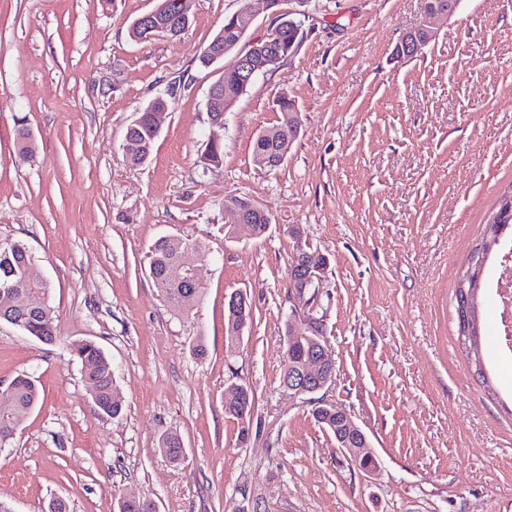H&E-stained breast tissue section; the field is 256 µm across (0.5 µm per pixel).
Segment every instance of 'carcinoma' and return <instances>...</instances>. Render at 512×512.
Returning a JSON list of instances; mask_svg holds the SVG:
<instances>
[{"label":"carcinoma","mask_w":512,"mask_h":512,"mask_svg":"<svg viewBox=\"0 0 512 512\" xmlns=\"http://www.w3.org/2000/svg\"><path fill=\"white\" fill-rule=\"evenodd\" d=\"M186 5L183 0H157L153 9V27L155 35L174 38L172 29L167 23L183 16ZM296 37V31L288 26L278 28L268 35L263 42V54L269 70L280 60L281 45ZM242 40L232 22V18L224 19V24L199 56V63L208 67L216 63L214 53L218 50L227 56L236 51ZM253 79L240 71L239 63L234 62L224 67V73L217 81L224 102L231 105L247 92ZM281 112L278 124L266 128L257 135L253 146V162L261 169L274 170L281 166V159L287 156L288 139H296L301 128L300 113L295 110V103L283 95L276 100ZM126 136L155 143L157 135L149 121H134L128 127ZM206 166H219L224 161V144L207 143L200 156ZM189 241L175 235L161 236L154 241L149 250V268L155 275L152 280L163 299L172 308L182 312H190L200 300L204 285L196 288H185L179 282V251ZM14 290L10 307L0 309V322L16 326L24 334L41 341L52 342L54 336V307L48 301L51 295L50 283L41 277L31 254L25 244L20 241L0 239V289ZM39 293L47 298L42 310L36 311L29 307V296ZM252 322V309L245 312L226 311L224 316L226 340L233 345L240 329ZM311 351L307 341H296L285 344V369L292 371L306 359ZM71 353L81 363L82 372L92 386V396L98 411L109 417H116L122 411V405L111 402L113 374L110 361L103 349L92 340H81L71 344ZM14 402L9 408L0 410V439L12 435L21 428L40 400V392L35 380L28 374H20L13 379ZM161 451L173 462L179 461L183 452L181 438L176 434L163 437L160 441Z\"/></svg>","instance_id":"obj_1"}]
</instances>
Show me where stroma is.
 <instances>
[{"mask_svg":"<svg viewBox=\"0 0 512 512\" xmlns=\"http://www.w3.org/2000/svg\"><path fill=\"white\" fill-rule=\"evenodd\" d=\"M156 0H0V237L24 242L51 283L54 342L0 323V391L21 373L42 400L0 449L11 512H512V357L482 295L485 373L459 342L455 290L500 197L512 191V0H459L422 54L394 60L424 0H284L294 53L210 125L224 65L197 57L227 16L249 12L244 43L278 23L262 0H194L177 38L136 42ZM167 109L146 162L127 127L158 95ZM288 95L301 129L274 171L252 162L257 132ZM27 129L35 156L20 159ZM222 165L204 167L211 138ZM229 195L272 219L232 226ZM329 265L319 290L336 365L328 398L368 434L381 469L353 470L282 383L292 227ZM193 242L205 290L187 314L149 276L160 236ZM246 291L253 321L235 352L224 295ZM105 351L123 411L98 413L73 342ZM204 342L208 354L191 351ZM254 395L247 442L224 413ZM180 435L171 462L158 440Z\"/></svg>","mask_w":512,"mask_h":512,"instance_id":"stroma-1","label":"stroma"}]
</instances>
